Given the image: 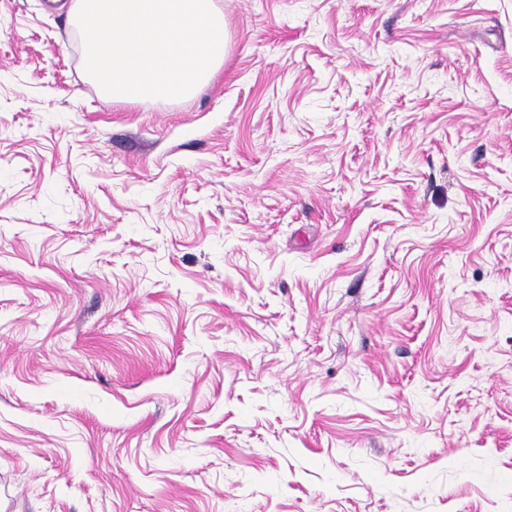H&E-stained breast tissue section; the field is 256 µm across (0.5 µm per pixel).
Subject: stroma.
Instances as JSON below:
<instances>
[{"instance_id":"35a3bbf8","label":"stroma","mask_w":512,"mask_h":512,"mask_svg":"<svg viewBox=\"0 0 512 512\" xmlns=\"http://www.w3.org/2000/svg\"><path fill=\"white\" fill-rule=\"evenodd\" d=\"M0 0V512H512V0H219L105 98Z\"/></svg>"}]
</instances>
